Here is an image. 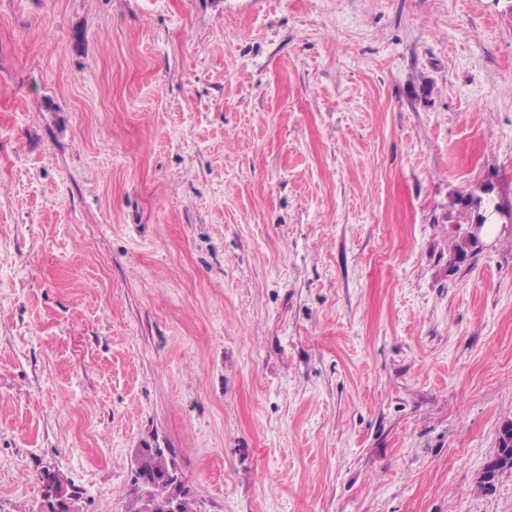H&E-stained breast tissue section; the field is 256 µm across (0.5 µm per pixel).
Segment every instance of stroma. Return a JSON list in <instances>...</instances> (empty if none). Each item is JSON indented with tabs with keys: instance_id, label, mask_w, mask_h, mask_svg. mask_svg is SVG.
<instances>
[{
	"instance_id": "35a3bbf8",
	"label": "stroma",
	"mask_w": 512,
	"mask_h": 512,
	"mask_svg": "<svg viewBox=\"0 0 512 512\" xmlns=\"http://www.w3.org/2000/svg\"><path fill=\"white\" fill-rule=\"evenodd\" d=\"M512 0H0V512H512ZM491 189L482 190V195H476L472 192L458 194L453 202L457 209V224H473V232L479 235L482 226L485 224H494L498 218H505L512 222V208L506 207L503 203L490 196ZM499 211L498 214H491L493 210ZM509 470H512V444L507 446L505 442L498 443L496 454L487 462L482 473L481 486L486 490H490L494 487V481L497 476ZM134 465L133 484L126 495V512H165L163 506L175 489L173 457L152 448H138ZM140 483L148 484L145 492L141 491Z\"/></svg>"
}]
</instances>
